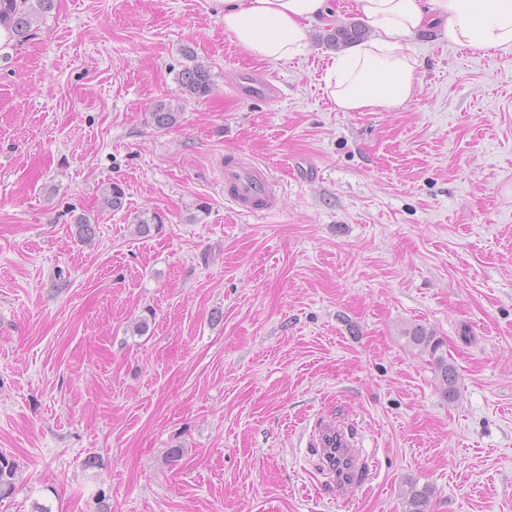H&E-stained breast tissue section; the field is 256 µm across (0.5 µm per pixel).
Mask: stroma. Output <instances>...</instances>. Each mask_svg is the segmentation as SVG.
<instances>
[{
  "instance_id": "35a3bbf8",
  "label": "stroma",
  "mask_w": 512,
  "mask_h": 512,
  "mask_svg": "<svg viewBox=\"0 0 512 512\" xmlns=\"http://www.w3.org/2000/svg\"><path fill=\"white\" fill-rule=\"evenodd\" d=\"M55 4L0 60V453L19 466L0 512H95L101 493L112 512H404L412 480L431 512H512V49L421 34L411 101L340 112L330 26L271 64L212 0ZM186 47L211 91L155 128ZM256 66L276 101L235 95ZM230 155L278 209L237 212ZM115 181L126 205L103 209ZM145 211L163 222L143 236ZM319 417L371 468L337 498ZM406 336L413 345L429 354L443 384L446 386L445 394L453 396L456 389L457 372L455 367L448 362L446 354L443 353V340L437 336L434 330L423 325H415L409 328L406 331Z\"/></svg>"
}]
</instances>
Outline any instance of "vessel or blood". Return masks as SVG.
<instances>
[{"mask_svg":"<svg viewBox=\"0 0 512 512\" xmlns=\"http://www.w3.org/2000/svg\"><path fill=\"white\" fill-rule=\"evenodd\" d=\"M235 91L243 98L270 101L280 95L279 88L261 74H252L239 81ZM224 193L241 213L272 211L281 202L264 170L230 158L224 163ZM313 445L325 464L332 491L342 493L365 480L366 474L350 440L348 426L334 421L317 423Z\"/></svg>","mask_w":512,"mask_h":512,"instance_id":"b4317fda","label":"vessel or blood"}]
</instances>
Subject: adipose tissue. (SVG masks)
<instances>
[{
    "label": "adipose tissue",
    "mask_w": 512,
    "mask_h": 512,
    "mask_svg": "<svg viewBox=\"0 0 512 512\" xmlns=\"http://www.w3.org/2000/svg\"><path fill=\"white\" fill-rule=\"evenodd\" d=\"M224 32L250 55L277 63L304 53L313 25L329 18V0H212ZM372 40L348 47L326 71L341 112L404 105L416 93L420 59L411 41L433 30L439 42L475 50L512 47V0H354Z\"/></svg>",
    "instance_id": "adipose-tissue-1"
}]
</instances>
